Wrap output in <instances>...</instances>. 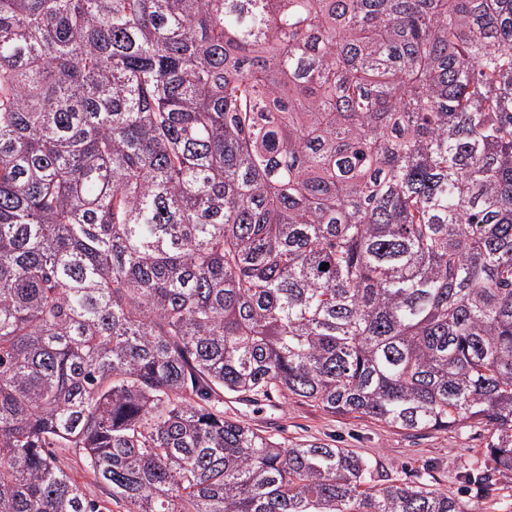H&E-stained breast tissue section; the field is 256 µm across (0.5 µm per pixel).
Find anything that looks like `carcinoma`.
Here are the masks:
<instances>
[{"instance_id":"cac0c4a2","label":"carcinoma","mask_w":512,"mask_h":512,"mask_svg":"<svg viewBox=\"0 0 512 512\" xmlns=\"http://www.w3.org/2000/svg\"><path fill=\"white\" fill-rule=\"evenodd\" d=\"M273 394L512 476V0H0V512H465ZM234 401L224 396V416L244 420L286 446L317 439L377 463L373 485L387 480L428 483L458 499L466 512H512V477L496 476L489 483L461 477L463 466L479 467L485 459V434L479 427L409 433L370 419L330 414L302 401L286 404L276 394L257 405ZM70 474L81 486L86 488L89 494L97 497L104 506L110 508L112 512H124L122 504L116 505L110 500L109 495L105 494L104 491H101L93 484L92 475H90L89 472L78 468L77 470L73 469Z\"/></svg>"}]
</instances>
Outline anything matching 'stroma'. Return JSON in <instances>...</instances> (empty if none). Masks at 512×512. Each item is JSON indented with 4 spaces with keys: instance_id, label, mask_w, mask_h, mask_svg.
Wrapping results in <instances>:
<instances>
[{
    "instance_id": "stroma-1",
    "label": "stroma",
    "mask_w": 512,
    "mask_h": 512,
    "mask_svg": "<svg viewBox=\"0 0 512 512\" xmlns=\"http://www.w3.org/2000/svg\"><path fill=\"white\" fill-rule=\"evenodd\" d=\"M224 413L285 444L317 439L351 449L377 463L375 484L388 480L428 483L458 499L466 512H512V477L497 476L486 483L461 475L464 466H478L484 460L481 428L409 433L369 419L330 414L302 401L286 402L275 395L255 405L225 400Z\"/></svg>"
}]
</instances>
